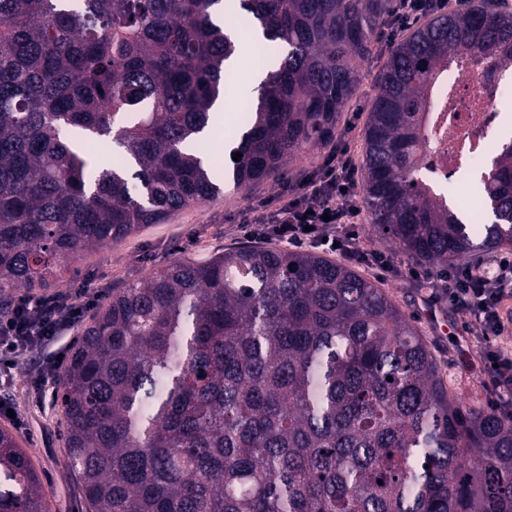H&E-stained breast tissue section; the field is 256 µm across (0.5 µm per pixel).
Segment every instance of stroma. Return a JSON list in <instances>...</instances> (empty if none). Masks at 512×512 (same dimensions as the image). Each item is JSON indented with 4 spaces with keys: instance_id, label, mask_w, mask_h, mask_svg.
<instances>
[{
    "instance_id": "1",
    "label": "stroma",
    "mask_w": 512,
    "mask_h": 512,
    "mask_svg": "<svg viewBox=\"0 0 512 512\" xmlns=\"http://www.w3.org/2000/svg\"><path fill=\"white\" fill-rule=\"evenodd\" d=\"M398 40L395 34L383 36L376 54L362 67L355 96L341 115L339 129L349 135L354 165L362 163L364 130L377 75ZM282 182L239 189L225 184L214 200L186 207L122 243L81 255L53 290L83 303V314L88 317L111 299L114 290L160 273L175 261L205 260L248 242L244 221L251 208L279 192ZM357 230L362 247L392 256L400 268L399 274L393 275L363 266L360 274L377 282L411 317L430 342L443 378L459 397L488 400L484 375L466 365L477 356L474 336L462 332L447 301H430L428 289L419 283L420 275L439 273V266L416 262L387 241L372 224L368 210H361ZM50 358L47 350L28 353L13 369L12 384H0V406L14 412L10 418L0 416V428L8 429L27 452L44 488L49 512H92L80 478L63 471L66 444L62 411L54 401L57 386L52 383L39 390L31 384Z\"/></svg>"
}]
</instances>
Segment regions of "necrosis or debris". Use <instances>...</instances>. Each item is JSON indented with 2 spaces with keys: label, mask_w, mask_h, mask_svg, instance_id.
Here are the masks:
<instances>
[{
  "label": "necrosis or debris",
  "mask_w": 512,
  "mask_h": 512,
  "mask_svg": "<svg viewBox=\"0 0 512 512\" xmlns=\"http://www.w3.org/2000/svg\"><path fill=\"white\" fill-rule=\"evenodd\" d=\"M512 104V81L485 82L475 72L449 67L440 75L428 104L438 130L425 152L422 178L433 188H445L461 171L486 174L490 132L504 106Z\"/></svg>",
  "instance_id": "4bbe7bcc"
}]
</instances>
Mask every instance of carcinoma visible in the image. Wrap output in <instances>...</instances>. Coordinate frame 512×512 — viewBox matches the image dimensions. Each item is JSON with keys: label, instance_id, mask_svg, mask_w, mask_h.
<instances>
[{"label": "carcinoma", "instance_id": "carcinoma-1", "mask_svg": "<svg viewBox=\"0 0 512 512\" xmlns=\"http://www.w3.org/2000/svg\"><path fill=\"white\" fill-rule=\"evenodd\" d=\"M223 6L224 26L213 21ZM394 0H0V294L217 197L204 130L234 90L237 18L279 67L244 111L237 188L336 140ZM512 69L503 0L433 16L389 53L364 132L372 223L419 263L512 247V142L461 214L420 176L436 72ZM118 164L89 166L83 141ZM482 226L476 240L472 226ZM392 380H387V377ZM93 512H512V421L464 406L384 291L311 252L241 244L112 294L55 394ZM0 512H48L0 428Z\"/></svg>", "mask_w": 512, "mask_h": 512}]
</instances>
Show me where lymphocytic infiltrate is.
<instances>
[{"label": "lymphocytic infiltrate", "instance_id": "lymphocytic-infiltrate-1", "mask_svg": "<svg viewBox=\"0 0 512 512\" xmlns=\"http://www.w3.org/2000/svg\"><path fill=\"white\" fill-rule=\"evenodd\" d=\"M354 189V167L343 141L299 185H284L255 208L248 219L249 232L285 246L335 249L351 263L397 273L391 257L358 246ZM424 285L433 301H448L466 333L479 337V358L495 407L512 401V356L499 345L512 329L501 309L503 300L512 296V257L499 258L487 271L452 266L426 275ZM82 312V305L67 295L19 296L10 312L0 316V372L12 370L32 349L56 345Z\"/></svg>", "mask_w": 512, "mask_h": 512}]
</instances>
